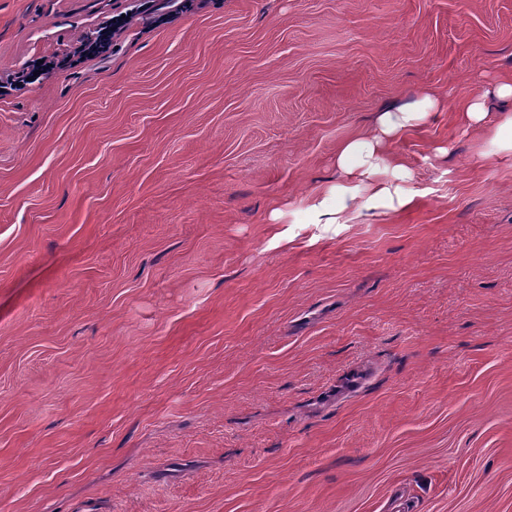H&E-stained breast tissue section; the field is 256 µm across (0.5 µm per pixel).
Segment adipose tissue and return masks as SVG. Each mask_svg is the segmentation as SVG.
<instances>
[{"mask_svg":"<svg viewBox=\"0 0 512 512\" xmlns=\"http://www.w3.org/2000/svg\"><path fill=\"white\" fill-rule=\"evenodd\" d=\"M489 95L505 100V108L490 112L485 104ZM439 107L438 99L426 93L410 106L381 112L372 136L345 144L337 156L338 170L349 178L348 183L335 185L330 190L331 195L337 196L338 206L330 209L321 201L314 206L316 213L324 217L326 223L336 224L343 215L361 210L366 199L387 200L395 208L410 205V196L392 193L377 181L378 175L392 166L384 157L383 148L388 141L402 137ZM462 112L465 122L492 127L495 141L512 150V84L498 83L487 88L485 96L469 100ZM392 167L400 172L405 169L401 162Z\"/></svg>","mask_w":512,"mask_h":512,"instance_id":"ef3b65f1","label":"adipose tissue"}]
</instances>
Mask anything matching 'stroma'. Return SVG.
Returning a JSON list of instances; mask_svg holds the SVG:
<instances>
[{
  "label": "stroma",
  "instance_id": "35a3bbf8",
  "mask_svg": "<svg viewBox=\"0 0 512 512\" xmlns=\"http://www.w3.org/2000/svg\"><path fill=\"white\" fill-rule=\"evenodd\" d=\"M8 74L0 512H512V0H0ZM488 96L502 100L512 99V84H494L482 96L469 100L461 111L463 119L467 123L493 127L494 140L505 149L512 150V107H505L491 114L485 104ZM439 107L440 103L436 97L424 93L421 99L411 106L381 112L370 138L345 144L337 156L336 166L354 183L333 186L328 197L337 196L339 204L335 209H329L326 207L328 197L323 198L312 206L318 216L326 217V224H341L343 214L359 211L373 200H388L393 208L410 205L412 197L397 192L394 195L388 186H381L376 181V176L390 167L383 156V148L388 141L399 139L410 128L423 122L430 112H437ZM362 193L367 194V198L363 202H358Z\"/></svg>",
  "mask_w": 512,
  "mask_h": 512
}]
</instances>
